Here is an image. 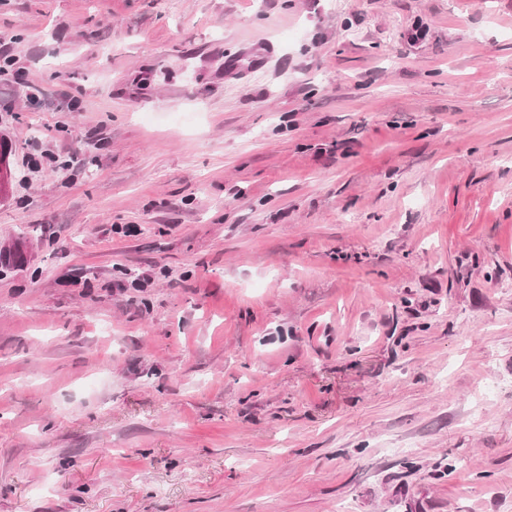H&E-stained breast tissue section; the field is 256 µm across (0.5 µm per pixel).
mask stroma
Wrapping results in <instances>:
<instances>
[{
  "mask_svg": "<svg viewBox=\"0 0 512 512\" xmlns=\"http://www.w3.org/2000/svg\"><path fill=\"white\" fill-rule=\"evenodd\" d=\"M0 38V512H512V0ZM12 142L9 136L0 135V203L3 202L9 187V169ZM44 160L56 162V155L48 149H43L42 145L35 144L30 146V151L27 152L22 159L23 166L27 169L28 174L32 175L39 173L43 169L42 162Z\"/></svg>",
  "mask_w": 512,
  "mask_h": 512,
  "instance_id": "stroma-1",
  "label": "stroma"
}]
</instances>
